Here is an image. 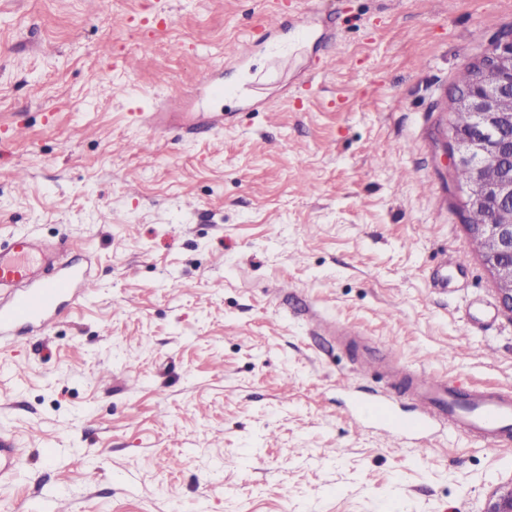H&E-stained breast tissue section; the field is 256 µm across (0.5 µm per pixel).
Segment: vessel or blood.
<instances>
[{
	"label": "vessel or blood",
	"instance_id": "obj_1",
	"mask_svg": "<svg viewBox=\"0 0 512 512\" xmlns=\"http://www.w3.org/2000/svg\"><path fill=\"white\" fill-rule=\"evenodd\" d=\"M92 274L88 265L62 261L57 246L31 233L16 231L0 240V341L21 334L39 335L51 328L64 308L86 298ZM413 413L401 417L393 397L369 391L355 407L381 425L393 439L422 433L438 423L451 432L478 438L497 449L512 442V393L465 390L423 372L406 374ZM23 457L12 441L0 435V480L14 475Z\"/></svg>",
	"mask_w": 512,
	"mask_h": 512
}]
</instances>
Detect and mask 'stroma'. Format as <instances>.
Masks as SVG:
<instances>
[{
  "mask_svg": "<svg viewBox=\"0 0 512 512\" xmlns=\"http://www.w3.org/2000/svg\"><path fill=\"white\" fill-rule=\"evenodd\" d=\"M267 2L0 0V236L97 280L0 343L25 459L0 512H484L512 481V447L350 415L392 363L512 391L447 157L448 97L512 0H279L314 29L279 57ZM206 72L230 95L194 93ZM158 104L166 134L133 119Z\"/></svg>",
  "mask_w": 512,
  "mask_h": 512,
  "instance_id": "1",
  "label": "stroma"
}]
</instances>
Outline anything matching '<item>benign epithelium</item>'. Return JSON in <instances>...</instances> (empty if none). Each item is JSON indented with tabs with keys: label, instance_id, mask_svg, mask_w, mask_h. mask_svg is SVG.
I'll return each mask as SVG.
<instances>
[{
	"label": "benign epithelium",
	"instance_id": "benign-epithelium-1",
	"mask_svg": "<svg viewBox=\"0 0 512 512\" xmlns=\"http://www.w3.org/2000/svg\"><path fill=\"white\" fill-rule=\"evenodd\" d=\"M477 65V85L455 91L462 108L471 113V125L450 129L449 159L451 168L465 167L472 173L470 185L459 192L477 191L476 205L488 206L493 215L488 222L467 228L471 239L484 245L482 261L497 282L503 309L512 314V219H497L504 209L512 210V119L503 125L505 112L500 107L504 98L512 99V28L494 38ZM491 168L502 170L504 176L488 184L485 173ZM485 512H512V481L494 489Z\"/></svg>",
	"mask_w": 512,
	"mask_h": 512
}]
</instances>
